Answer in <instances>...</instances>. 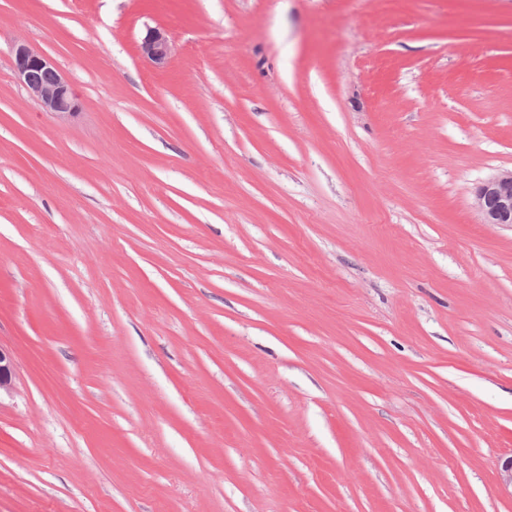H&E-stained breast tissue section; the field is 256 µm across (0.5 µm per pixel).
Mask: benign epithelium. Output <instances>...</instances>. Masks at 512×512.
<instances>
[{"label": "benign epithelium", "instance_id": "benign-epithelium-1", "mask_svg": "<svg viewBox=\"0 0 512 512\" xmlns=\"http://www.w3.org/2000/svg\"><path fill=\"white\" fill-rule=\"evenodd\" d=\"M141 54L151 62L164 63L170 47L167 38L157 29L148 30L140 44ZM12 68L31 97L43 108L60 118L78 112L80 98L56 63L23 42L11 50ZM473 206L484 224L512 225V170L483 181L475 190ZM12 385V359L0 349V391Z\"/></svg>", "mask_w": 512, "mask_h": 512}]
</instances>
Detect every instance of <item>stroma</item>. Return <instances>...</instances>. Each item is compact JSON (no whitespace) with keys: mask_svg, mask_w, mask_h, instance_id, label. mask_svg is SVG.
I'll return each instance as SVG.
<instances>
[{"mask_svg":"<svg viewBox=\"0 0 512 512\" xmlns=\"http://www.w3.org/2000/svg\"><path fill=\"white\" fill-rule=\"evenodd\" d=\"M510 169L512 0H0V512H512ZM140 52L151 62L163 64L170 54L168 40L161 31L149 29L140 44ZM12 68L31 97L60 118L78 112L80 98L56 63L45 54L18 42L11 50ZM473 206L482 223L512 226V169L483 181L474 192Z\"/></svg>","mask_w":512,"mask_h":512,"instance_id":"obj_1","label":"stroma"}]
</instances>
